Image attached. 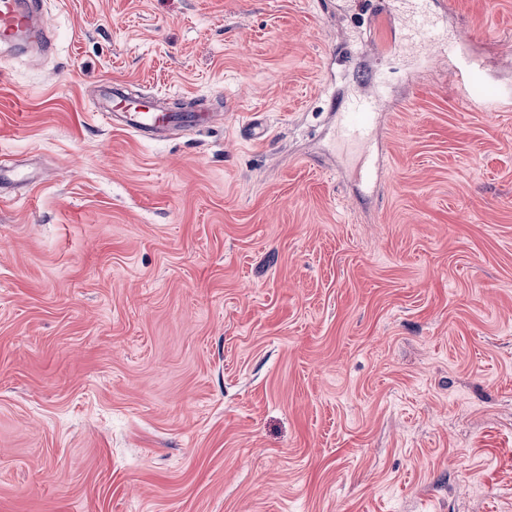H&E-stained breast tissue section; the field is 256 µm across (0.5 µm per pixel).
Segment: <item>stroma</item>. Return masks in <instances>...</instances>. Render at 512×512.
<instances>
[{
	"mask_svg": "<svg viewBox=\"0 0 512 512\" xmlns=\"http://www.w3.org/2000/svg\"><path fill=\"white\" fill-rule=\"evenodd\" d=\"M379 8L45 0L0 48V512H512V107ZM428 8L512 96V0ZM112 83L224 119L143 138ZM383 103L378 93L351 101L342 113L340 138L353 145L365 157L379 155L375 147V124L382 112Z\"/></svg>",
	"mask_w": 512,
	"mask_h": 512,
	"instance_id": "stroma-1",
	"label": "stroma"
}]
</instances>
